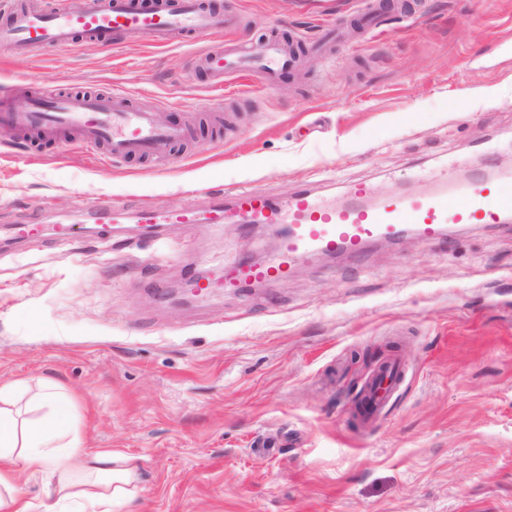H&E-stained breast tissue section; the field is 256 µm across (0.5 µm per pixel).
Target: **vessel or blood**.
Returning a JSON list of instances; mask_svg holds the SVG:
<instances>
[{"mask_svg":"<svg viewBox=\"0 0 512 512\" xmlns=\"http://www.w3.org/2000/svg\"><path fill=\"white\" fill-rule=\"evenodd\" d=\"M234 27L233 18L204 0H29L0 13V41L20 50L61 49L79 38L106 43L138 38L156 46H179L191 37L214 39V46L198 52L196 60L219 87L232 75L271 85L296 67L292 43L269 36L239 44L224 37ZM0 125L54 142L72 139L92 149L101 147L114 162L147 157L171 165L172 146L193 139L191 129L160 122L155 112L137 108L117 86L101 91L31 88L21 109L11 97L1 96ZM348 193L350 203L333 208L306 190L279 204L261 189L246 188L230 198H216L204 209L143 206L132 211L117 206L99 221L105 236L113 225L131 221L156 231L173 224L283 225L272 258L262 263L242 260L220 279L195 282L197 294L205 295L282 280L315 254L356 255L370 242L395 239L408 228L431 241L446 236L452 224H499L512 217V196L502 194L500 183L489 178H458L431 193L376 202L368 201L362 183L351 185ZM402 376L398 361L379 367L363 394L364 419L381 413Z\"/></svg>","mask_w":512,"mask_h":512,"instance_id":"1","label":"vessel or blood"}]
</instances>
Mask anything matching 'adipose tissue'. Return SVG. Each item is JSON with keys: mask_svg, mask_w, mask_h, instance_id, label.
<instances>
[{"mask_svg": "<svg viewBox=\"0 0 512 512\" xmlns=\"http://www.w3.org/2000/svg\"><path fill=\"white\" fill-rule=\"evenodd\" d=\"M52 381L0 386V512H131L138 468L130 457L83 447ZM41 474L45 497L33 503L19 477Z\"/></svg>", "mask_w": 512, "mask_h": 512, "instance_id": "1", "label": "adipose tissue"}]
</instances>
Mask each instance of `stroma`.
I'll list each match as a JSON object with an SVG mask.
<instances>
[{
	"instance_id": "stroma-1",
	"label": "stroma",
	"mask_w": 512,
	"mask_h": 512,
	"mask_svg": "<svg viewBox=\"0 0 512 512\" xmlns=\"http://www.w3.org/2000/svg\"><path fill=\"white\" fill-rule=\"evenodd\" d=\"M221 3L240 18L232 39L297 42L299 67L216 87L192 46L0 44V90L116 84L197 137L159 168L0 136V384L56 380L85 447L135 460L136 512H512V223L316 256L185 307L155 289L265 260L271 232L118 224L108 244L89 230L96 208H203L241 187L421 193L484 165L478 144L512 169V0ZM28 222L41 233L13 239ZM376 351L405 372L365 426L352 408Z\"/></svg>"
}]
</instances>
